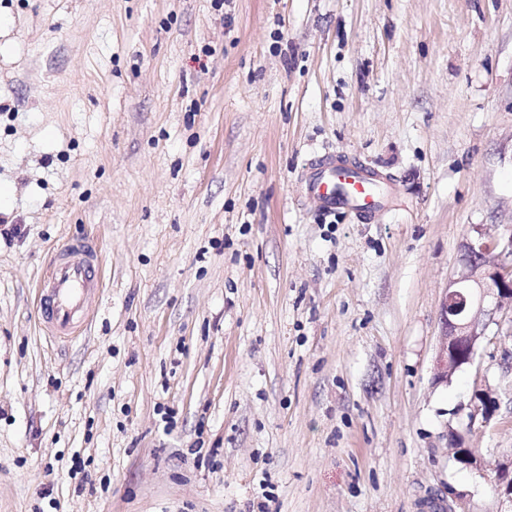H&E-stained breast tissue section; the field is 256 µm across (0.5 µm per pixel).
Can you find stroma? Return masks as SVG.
I'll return each instance as SVG.
<instances>
[{
    "label": "stroma",
    "instance_id": "35a3bbf8",
    "mask_svg": "<svg viewBox=\"0 0 512 512\" xmlns=\"http://www.w3.org/2000/svg\"><path fill=\"white\" fill-rule=\"evenodd\" d=\"M327 151L390 175L370 223L301 198ZM5 183L0 512H499L512 323L433 361L462 241L512 225V0H0ZM78 237L102 300L54 341ZM102 271L97 245L68 240L52 252L38 297L41 320L53 337L75 338L89 321L100 298ZM449 439L451 445H453L455 461L470 471L480 473L482 470V459L476 450L474 448L462 447V438L455 433H451Z\"/></svg>",
    "mask_w": 512,
    "mask_h": 512
}]
</instances>
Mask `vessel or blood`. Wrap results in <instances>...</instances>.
<instances>
[{
	"label": "vessel or blood",
	"mask_w": 512,
	"mask_h": 512,
	"mask_svg": "<svg viewBox=\"0 0 512 512\" xmlns=\"http://www.w3.org/2000/svg\"><path fill=\"white\" fill-rule=\"evenodd\" d=\"M387 179L376 167L327 153L308 167L303 187L319 209L364 222L384 208ZM102 271V254L91 243L70 240L52 252L38 297L41 320L53 337L72 339L83 329L100 298Z\"/></svg>",
	"instance_id": "b4317fda"
}]
</instances>
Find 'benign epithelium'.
<instances>
[{
  "mask_svg": "<svg viewBox=\"0 0 512 512\" xmlns=\"http://www.w3.org/2000/svg\"><path fill=\"white\" fill-rule=\"evenodd\" d=\"M463 248L462 266L441 305V333L433 364L437 383H448L456 371L473 366L496 314L512 310V228L492 235L477 224ZM449 439L455 461L481 472L482 459L476 450L462 447V438L455 433ZM495 491L501 512H512V458L498 464Z\"/></svg>",
  "mask_w": 512,
  "mask_h": 512,
  "instance_id": "obj_1",
  "label": "benign epithelium"
}]
</instances>
